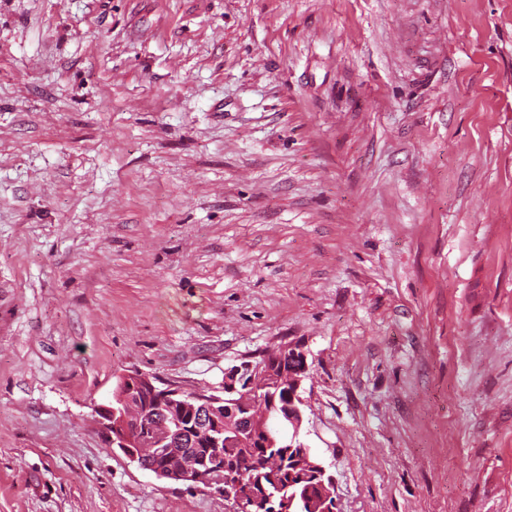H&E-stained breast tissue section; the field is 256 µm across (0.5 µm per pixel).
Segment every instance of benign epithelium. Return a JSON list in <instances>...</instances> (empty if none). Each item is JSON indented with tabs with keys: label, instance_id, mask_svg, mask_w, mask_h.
<instances>
[{
	"label": "benign epithelium",
	"instance_id": "1",
	"mask_svg": "<svg viewBox=\"0 0 512 512\" xmlns=\"http://www.w3.org/2000/svg\"><path fill=\"white\" fill-rule=\"evenodd\" d=\"M281 351L283 356L273 361H247L224 373V386L241 396L227 407L222 395L179 386L160 388L147 374L124 373L117 403L108 399L94 404L97 425L111 446L121 449L131 461L157 460L148 467L156 478L202 486L224 497L235 490L237 505L246 512V502L254 504L261 496L237 483L231 489L225 486L220 447L226 430L255 435L256 416L247 404L259 402L263 390L283 381L290 385L283 415L291 441H299L303 453L309 454L300 442L303 414L298 395L308 371L307 357L297 346L288 345ZM187 435L206 437L205 447H181Z\"/></svg>",
	"mask_w": 512,
	"mask_h": 512
}]
</instances>
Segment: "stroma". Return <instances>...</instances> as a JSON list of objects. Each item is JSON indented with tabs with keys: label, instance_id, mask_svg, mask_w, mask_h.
Masks as SVG:
<instances>
[{
	"label": "stroma",
	"instance_id": "stroma-1",
	"mask_svg": "<svg viewBox=\"0 0 512 512\" xmlns=\"http://www.w3.org/2000/svg\"><path fill=\"white\" fill-rule=\"evenodd\" d=\"M288 344L336 512H512V0H0V512H229L93 404Z\"/></svg>",
	"mask_w": 512,
	"mask_h": 512
}]
</instances>
